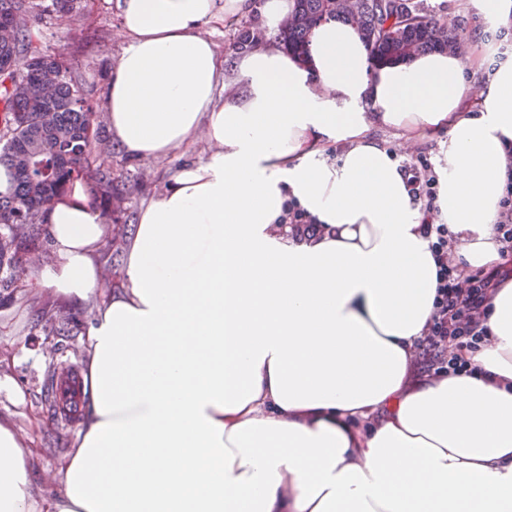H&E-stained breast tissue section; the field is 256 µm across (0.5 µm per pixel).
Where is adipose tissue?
<instances>
[{
  "label": "adipose tissue",
  "instance_id": "adipose-tissue-1",
  "mask_svg": "<svg viewBox=\"0 0 512 512\" xmlns=\"http://www.w3.org/2000/svg\"><path fill=\"white\" fill-rule=\"evenodd\" d=\"M117 6L112 142L162 159L201 132L209 153L140 211L111 287L84 183L46 214L43 286L97 304L77 444L46 512H512V277L473 373L418 375L437 266L399 161L369 135L447 128L436 221L459 259L500 264L512 58L467 113L466 73L489 54L474 36L463 58L377 64L329 21L302 60L207 35L254 11L275 29L295 0ZM291 201L325 232L289 236ZM31 453L0 420V512H29Z\"/></svg>",
  "mask_w": 512,
  "mask_h": 512
}]
</instances>
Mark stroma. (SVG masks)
Here are the masks:
<instances>
[{
    "mask_svg": "<svg viewBox=\"0 0 512 512\" xmlns=\"http://www.w3.org/2000/svg\"><path fill=\"white\" fill-rule=\"evenodd\" d=\"M81 11L70 17L44 16L31 24L33 49L59 58L73 81L82 89L98 118L106 116V98L111 72L125 42L119 35L121 17L117 0H81ZM435 18L459 22L463 36L482 34L494 48L487 60L495 65L512 54V30L496 29L484 23L469 0H426ZM208 154L204 134L193 144L178 148L161 160L132 158L113 150L111 164L115 175L129 188L123 203L130 217H138L151 197L161 192L168 177L186 166L200 162ZM25 286L14 302L0 306V419L10 422L30 437L33 454L29 460L30 490L34 502L52 495L45 483L47 474L56 472L68 459L75 444V429L58 427L37 397L46 368L47 352L57 339L50 323L33 316L31 301H43L47 290L40 284L39 271L52 263L50 247L30 249L25 257Z\"/></svg>",
    "mask_w": 512,
    "mask_h": 512,
    "instance_id": "obj_1",
    "label": "stroma"
}]
</instances>
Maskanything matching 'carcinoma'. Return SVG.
I'll list each match as a JSON object with an SVG mask.
<instances>
[{
	"label": "carcinoma",
	"instance_id": "obj_1",
	"mask_svg": "<svg viewBox=\"0 0 512 512\" xmlns=\"http://www.w3.org/2000/svg\"><path fill=\"white\" fill-rule=\"evenodd\" d=\"M295 2L277 39L298 55L306 53L313 31L330 20L356 23L378 63L436 50L457 53L463 46L455 26L434 19L424 0H359L354 12L348 0ZM32 11L27 0H0V25ZM5 69L25 81L26 89L14 98L0 83V165L14 172L12 192L0 196V303L11 300L23 283L22 254L39 241L48 208L73 180L90 182L93 200L99 201L112 232L121 239L128 232L113 205L115 197L127 193L126 183L100 162L102 155L112 154V144L62 62L32 49L25 25L17 42L0 43V72ZM47 69L60 71L59 81L47 83ZM77 327L67 321L55 329L60 353L70 348Z\"/></svg>",
	"mask_w": 512,
	"mask_h": 512
}]
</instances>
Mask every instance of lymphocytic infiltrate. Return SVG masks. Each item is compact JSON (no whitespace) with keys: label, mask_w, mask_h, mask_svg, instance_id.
Segmentation results:
<instances>
[{"label":"lymphocytic infiltrate","mask_w":512,"mask_h":512,"mask_svg":"<svg viewBox=\"0 0 512 512\" xmlns=\"http://www.w3.org/2000/svg\"><path fill=\"white\" fill-rule=\"evenodd\" d=\"M400 170L410 195L423 209L421 229L431 242L437 264L433 310L424 336L416 343L421 365L435 375L465 373L470 367L468 352L488 341V301L503 284L507 269L495 265L468 271L456 263V239L447 225L433 221L438 182L432 163L416 156L402 160Z\"/></svg>","instance_id":"f902f5d3"}]
</instances>
